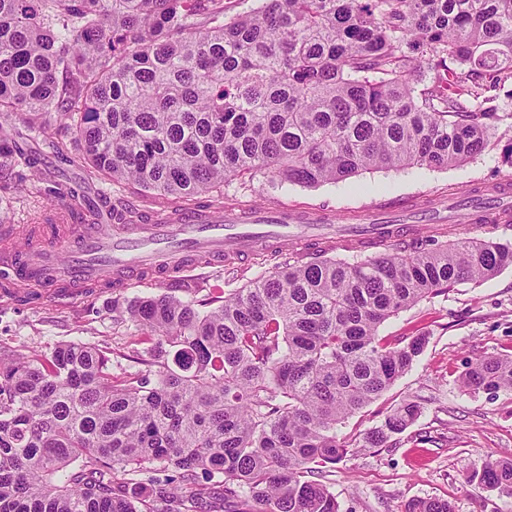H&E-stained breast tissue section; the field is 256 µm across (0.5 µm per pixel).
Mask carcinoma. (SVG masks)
I'll use <instances>...</instances> for the list:
<instances>
[{"mask_svg": "<svg viewBox=\"0 0 512 512\" xmlns=\"http://www.w3.org/2000/svg\"><path fill=\"white\" fill-rule=\"evenodd\" d=\"M260 2L234 18L224 0H0V180L36 167L28 142L68 157L58 123L87 180L172 207L222 206L234 179L312 187L485 147L498 113L482 90L512 83V0ZM105 204L113 223L140 216ZM63 208L101 223L75 191ZM509 266L512 244L490 238H418L353 263L319 251L206 312L166 295L116 306L154 372L116 373L76 342L0 354V512H340L309 475L384 447L419 412L404 400L359 443L338 435L426 345H390L379 327ZM461 380L512 391V355ZM476 478L512 497V462ZM405 512L455 510L419 498Z\"/></svg>", "mask_w": 512, "mask_h": 512, "instance_id": "carcinoma-1", "label": "carcinoma"}]
</instances>
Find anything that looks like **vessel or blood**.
Listing matches in <instances>:
<instances>
[{
  "mask_svg": "<svg viewBox=\"0 0 512 512\" xmlns=\"http://www.w3.org/2000/svg\"><path fill=\"white\" fill-rule=\"evenodd\" d=\"M510 197L512 186L502 185L493 200L475 202L470 212L479 221L511 222L512 209L504 204ZM423 230L420 224H371L340 236L316 211L247 206L204 215L188 208L174 218L155 211L136 224H79L54 236L11 224L0 231L9 243L0 252V265L17 283L39 286L44 295L68 284L77 297L84 285L105 278L127 284L148 270L162 277L180 273L201 252L218 263L227 253L276 255L325 244L390 247L418 238Z\"/></svg>",
  "mask_w": 512,
  "mask_h": 512,
  "instance_id": "1",
  "label": "vessel or blood"
}]
</instances>
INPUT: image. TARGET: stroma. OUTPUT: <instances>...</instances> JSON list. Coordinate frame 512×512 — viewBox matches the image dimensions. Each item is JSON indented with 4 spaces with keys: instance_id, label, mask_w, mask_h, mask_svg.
<instances>
[{
    "instance_id": "obj_1",
    "label": "stroma",
    "mask_w": 512,
    "mask_h": 512,
    "mask_svg": "<svg viewBox=\"0 0 512 512\" xmlns=\"http://www.w3.org/2000/svg\"><path fill=\"white\" fill-rule=\"evenodd\" d=\"M504 117L485 148L466 162L445 169L410 167L366 170L343 181L317 187L298 184L271 186L266 178L232 180L224 185L228 205L315 209L333 223H350L355 212L379 205L401 206L438 195L462 196L512 180L504 156L512 150V98L496 93ZM71 160L46 155L26 179L12 182L10 217L16 224H39L58 207V193L75 190L91 202L100 196L144 209L148 199L132 183H90L80 163L78 147ZM51 175L53 193L36 198L30 192L42 172ZM271 258L236 259L232 267L193 264L185 279L222 292L270 271ZM156 276L142 283L110 288L73 299L42 295L14 300L0 297V349L46 351L66 342L115 346L129 341L136 328L113 319L114 303L164 293ZM425 334L428 343L413 367L371 404L349 417L340 430L352 436L373 428L402 400L417 402L419 413L403 433L382 448L359 450L349 460L323 470V481L341 512H404L416 498H441L455 512H512V497L474 482L487 462L512 460V391L490 393L462 386L471 361L512 353V267L480 282L464 281L448 293L428 297L384 322L379 336L394 343Z\"/></svg>"
}]
</instances>
